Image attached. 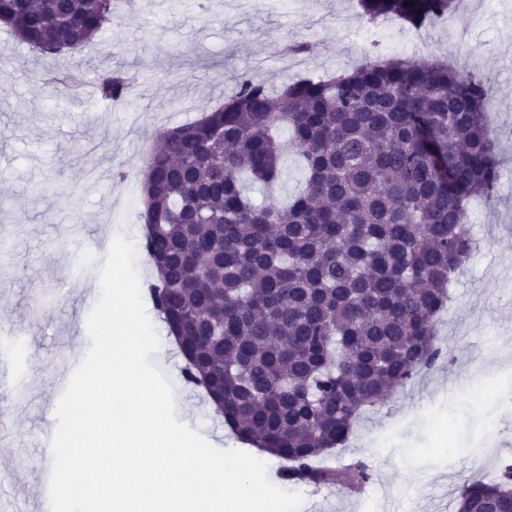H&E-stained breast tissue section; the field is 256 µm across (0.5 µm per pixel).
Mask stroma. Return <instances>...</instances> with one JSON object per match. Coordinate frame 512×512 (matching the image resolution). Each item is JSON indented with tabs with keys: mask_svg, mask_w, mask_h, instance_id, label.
Masks as SVG:
<instances>
[{
	"mask_svg": "<svg viewBox=\"0 0 512 512\" xmlns=\"http://www.w3.org/2000/svg\"><path fill=\"white\" fill-rule=\"evenodd\" d=\"M391 56L440 59L481 74L490 86L491 128L512 127V0H455L448 15L422 30L388 16ZM357 0H125L101 40L70 54L44 55L0 26V332L21 334L26 383L0 403V488L16 512H40L38 488L52 463L41 455L44 428L55 420L57 379L64 362L89 346L87 318L98 280H77L100 241L123 228L142 229L141 170L159 130L193 121L224 101L238 74L251 72L272 87L303 74L349 70L372 49ZM297 40L310 55L283 53ZM80 66L82 80L116 68L134 72L127 103L87 99L81 88L45 78ZM492 200L471 205L480 248L452 288L438 324L445 358L415 375L386 406L367 412L334 465L365 463L371 481L358 494L269 479L297 491L300 512H452L463 483L497 480L512 460V140ZM494 364L488 389L473 377ZM183 361L169 349L158 370L173 388L175 415L191 420L210 444L239 448L200 388L182 377Z\"/></svg>",
	"mask_w": 512,
	"mask_h": 512,
	"instance_id": "35a3bbf8",
	"label": "stroma"
}]
</instances>
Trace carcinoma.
Segmentation results:
<instances>
[{
    "instance_id": "cac0c4a2",
    "label": "carcinoma",
    "mask_w": 512,
    "mask_h": 512,
    "mask_svg": "<svg viewBox=\"0 0 512 512\" xmlns=\"http://www.w3.org/2000/svg\"><path fill=\"white\" fill-rule=\"evenodd\" d=\"M368 23L420 28L453 0H359ZM116 18L113 0H0V21L43 54L74 52ZM135 77L107 70V100ZM489 87L448 64L373 52L351 70L273 90L248 73L224 105L158 134L142 181L151 300L176 337L182 376L201 386L240 441L286 465L287 481L355 492L360 462L316 461L444 358L449 286L472 255L468 205L493 196L499 139ZM304 187L256 205L288 153ZM471 477L454 512H512V463Z\"/></svg>"
}]
</instances>
